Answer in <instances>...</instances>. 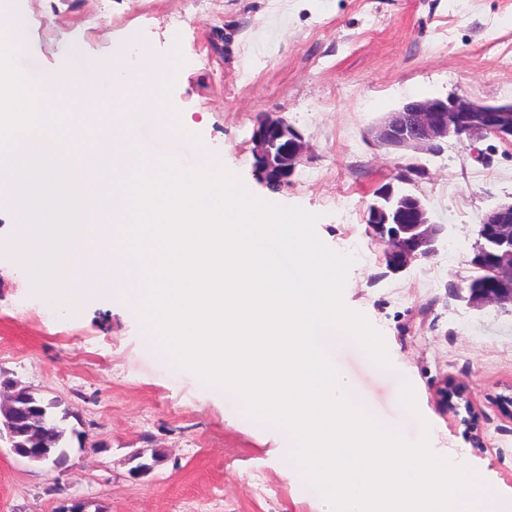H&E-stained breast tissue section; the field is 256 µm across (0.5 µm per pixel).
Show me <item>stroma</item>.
Here are the masks:
<instances>
[{"label": "stroma", "mask_w": 512, "mask_h": 512, "mask_svg": "<svg viewBox=\"0 0 512 512\" xmlns=\"http://www.w3.org/2000/svg\"><path fill=\"white\" fill-rule=\"evenodd\" d=\"M34 17L21 68L64 79L71 59L111 60L137 43L148 61L180 54L185 64L166 96L191 135L139 131L146 150L165 145L186 161L209 150L253 195L320 213V239L357 258L343 292L384 335L396 374L382 372L355 344L337 346L336 366L378 420L418 435L398 403L412 383L432 427L431 446L480 473L512 499V415L497 402L512 389V305L475 308L458 288L474 273V230L495 204L512 200V143L489 136L468 147L449 140L436 156L390 155L369 128L403 103L464 95L512 100V0H22L0 5ZM268 116L288 121L306 152L287 183L262 177L252 141ZM422 166L409 189L427 203L448 238L435 256L388 269L367 223L377 191ZM324 178L307 185L308 171ZM352 206L344 208L340 194ZM20 216L0 198V374L58 397L79 413L91 440L57 465H33L0 445V512H54L80 498L106 512H321L319 495L285 465L284 430L248 417L241 400L204 389L144 342L136 313L88 299L78 313L56 305L51 286L33 284L12 243ZM467 387L469 425L435 403L445 381ZM164 454L135 479L128 459Z\"/></svg>", "instance_id": "obj_1"}]
</instances>
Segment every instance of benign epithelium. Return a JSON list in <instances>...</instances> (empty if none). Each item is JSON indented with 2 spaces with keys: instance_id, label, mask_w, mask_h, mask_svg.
Returning a JSON list of instances; mask_svg holds the SVG:
<instances>
[{
  "instance_id": "7a95c632",
  "label": "benign epithelium",
  "mask_w": 512,
  "mask_h": 512,
  "mask_svg": "<svg viewBox=\"0 0 512 512\" xmlns=\"http://www.w3.org/2000/svg\"><path fill=\"white\" fill-rule=\"evenodd\" d=\"M485 135L512 141V101L478 102L460 95L415 100L388 113L371 129L373 141L382 149L431 155L441 153L450 137L461 143L466 141L472 148ZM254 141L264 178L272 184L288 180L304 151L300 133L281 118H269L258 125ZM377 197L369 209L368 222L384 239L385 259L391 270L403 269L413 260L437 252L448 228L431 221L421 197L391 187L379 191ZM477 229L474 261L487 277L478 285L466 287L467 301L474 307L512 304V202L486 211ZM484 240L491 241L493 249H486ZM18 386L14 380L0 379V393L10 394L15 403L12 438L34 417L27 392L17 390ZM437 403L457 416L462 410L473 415L467 389L461 384L440 386ZM11 451L29 463H50L41 448H22L14 441Z\"/></svg>"
}]
</instances>
